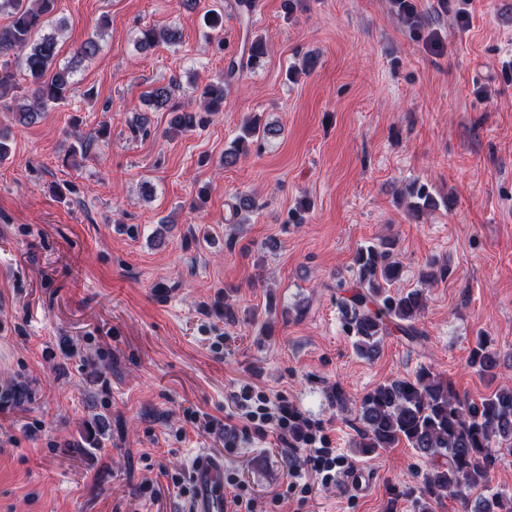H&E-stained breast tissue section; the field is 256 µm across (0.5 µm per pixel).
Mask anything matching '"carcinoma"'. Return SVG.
<instances>
[{"mask_svg":"<svg viewBox=\"0 0 512 512\" xmlns=\"http://www.w3.org/2000/svg\"><path fill=\"white\" fill-rule=\"evenodd\" d=\"M53 5L54 0H0V11L7 10L13 17L8 26L0 27V102L15 112L23 127L37 123L49 104L65 101L73 93V68L56 66L57 34H39ZM396 7L412 29L422 28L409 0H396ZM204 24L216 32L218 43L224 44L223 16L208 13ZM161 40L176 45L182 33L175 26L147 27L140 30L137 46L144 51ZM265 54L262 39L255 38L245 42L242 54L225 56L224 73L203 87L197 109L177 101L180 84L174 81L153 87L146 95L147 104L171 112L170 128L174 130L204 128L214 113L222 111L224 92L244 70L257 68ZM21 76L29 82L26 90L19 85ZM273 132L255 121L244 125L233 149L224 154V164L232 166L260 149ZM409 195L414 213L437 207L425 184H412ZM354 264L356 291L342 300L340 307L345 332L355 338L357 351L366 357L375 355L383 338L394 331L413 341L423 338L417 323L426 306L425 290L450 275L448 266L430 260L419 275V287L393 294L388 285L399 279L402 270L394 241L385 239L360 247ZM469 365L478 374L495 379L498 359L489 337L476 338ZM358 412L363 428L355 447L361 452L374 453L405 442L428 460L414 512H432V502L450 494L461 500L464 512H512V496L497 494L478 502L468 497L470 490L489 481L500 451L512 453V386L500 385L476 403L421 367L412 378L396 379L366 393Z\"/></svg>","mask_w":512,"mask_h":512,"instance_id":"obj_1","label":"carcinoma"}]
</instances>
